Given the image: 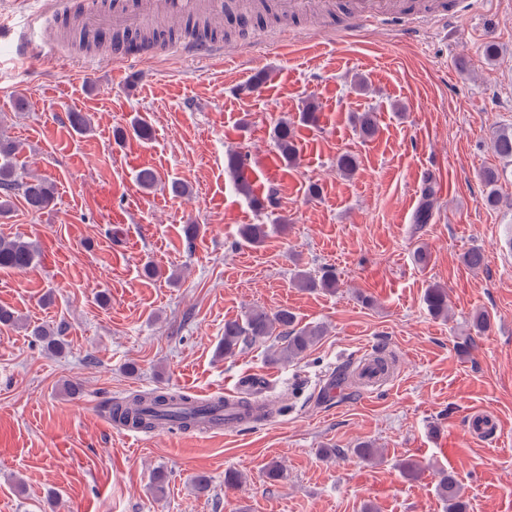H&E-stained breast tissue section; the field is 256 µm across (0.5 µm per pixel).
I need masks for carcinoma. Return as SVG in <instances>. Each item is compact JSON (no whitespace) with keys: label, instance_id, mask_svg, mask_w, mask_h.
I'll use <instances>...</instances> for the list:
<instances>
[{"label":"carcinoma","instance_id":"obj_1","mask_svg":"<svg viewBox=\"0 0 512 512\" xmlns=\"http://www.w3.org/2000/svg\"><path fill=\"white\" fill-rule=\"evenodd\" d=\"M66 36L81 49L97 48L103 40V35L89 33L80 25L79 20L65 22ZM218 28L210 26L208 20L188 22L184 28L186 35L214 37ZM359 135L364 139L375 136L378 130L376 119L371 112L354 115ZM133 135L141 140L152 136V126L142 117H136L126 129L116 130V135L123 138ZM274 145L280 156L291 163L296 160L298 147L296 132L292 124L286 120L278 121L273 130ZM495 153L501 159L512 162V128L502 129L493 136ZM20 144L9 136L0 134V213L9 211L14 205V199L20 198L32 212L48 208L54 201V185L44 177L21 175L18 173V155ZM247 155L240 151L231 150L226 155V169L237 177L245 166ZM500 173L488 168L482 171L481 180L489 187L484 197L488 206L499 203L496 185ZM239 190L259 210L274 208L278 204L277 191L271 189L263 198L257 196L250 184L244 180L238 181ZM436 200V188L432 178L424 180L421 187V203L413 218L415 224L430 223ZM241 240L247 244L259 245L269 236L266 224H243L239 229ZM39 252L35 243L23 238L5 239L0 237V270L24 271L38 259ZM298 287L308 290L322 289L333 291L337 287L336 276L331 270L321 274H313L301 270L296 274ZM424 303L428 313L434 318L448 317V290L439 284H433L426 289ZM30 335L46 344V349L56 351L63 346L61 330H51L44 326H35ZM324 335V328L318 325H298L296 315L286 309L274 312L252 309L242 317L224 322V339L218 348V353L224 357H232L244 347L255 343H266L271 338L280 340L279 345L268 347L267 361L271 364L288 362L303 357ZM225 407L224 400L200 404L191 396L173 391L169 388L158 387L150 392L134 394L123 401L109 404L107 411L110 415L120 418L124 423H131L145 430L166 426L173 422L183 430H192L202 424L206 417ZM240 421L243 424L258 421L264 413L255 411L253 402L241 399L236 403ZM438 491L448 502L447 512H467V504L463 500L460 485L455 478L442 472L439 475Z\"/></svg>","mask_w":512,"mask_h":512}]
</instances>
